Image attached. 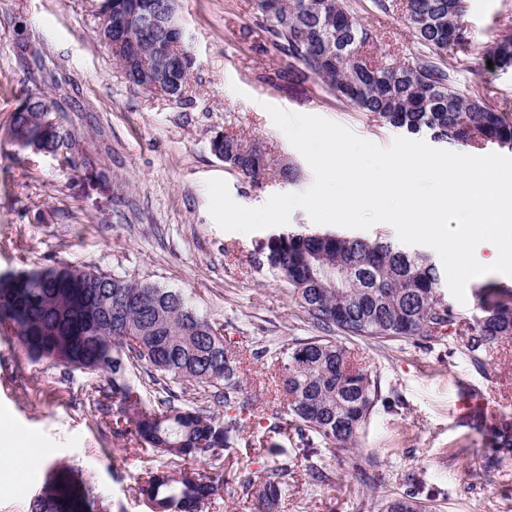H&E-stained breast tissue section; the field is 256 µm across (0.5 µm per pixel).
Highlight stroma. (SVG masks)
I'll list each match as a JSON object with an SVG mask.
<instances>
[{"label":"stroma","instance_id":"stroma-1","mask_svg":"<svg viewBox=\"0 0 512 512\" xmlns=\"http://www.w3.org/2000/svg\"><path fill=\"white\" fill-rule=\"evenodd\" d=\"M350 2L398 57L420 52L401 13ZM179 4L194 66L185 100L173 102L125 80L98 37L99 0H0V274L69 264L184 291L223 326L227 349L242 359L243 391L257 407L242 417L236 447L200 467L230 479L247 469L260 481L285 449L292 472L280 512H360L364 502L408 491L438 512H512V452L505 449L512 443V338L492 346L477 366L463 335L382 343L340 337L352 359L378 376L386 406L376 407L350 455L282 424L280 372L271 356L313 330L287 285L257 264L269 229L222 230L209 213L206 182L225 180L233 201L246 208L312 186V169L274 123L271 105L323 117L382 148L400 132L337 101L314 77L279 79L288 60L257 25L255 0ZM467 20L472 39L490 44L512 33V0H468ZM22 42L39 48L40 61L20 56ZM457 86L512 113V69L483 74L471 59ZM27 87L54 97L79 145L76 170L4 140ZM227 131L292 161L300 180L287 184L273 172L262 186L251 184L211 150ZM469 388L502 411L462 409ZM1 431L33 457L0 473V512H29L55 464L91 489L99 512H150L139 492L148 473L178 468L132 435H119L103 378L31 363L2 338ZM355 458L361 470L352 468ZM314 466L327 475L318 486Z\"/></svg>","mask_w":512,"mask_h":512}]
</instances>
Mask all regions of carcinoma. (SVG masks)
Here are the masks:
<instances>
[{"instance_id": "obj_1", "label": "carcinoma", "mask_w": 512, "mask_h": 512, "mask_svg": "<svg viewBox=\"0 0 512 512\" xmlns=\"http://www.w3.org/2000/svg\"><path fill=\"white\" fill-rule=\"evenodd\" d=\"M275 12L257 6L271 44L288 57L286 79L302 65L336 99L376 121L409 134L482 148H512V113L497 112L482 96L455 85L461 57L492 61L493 70L512 67V37L486 46L469 35L466 15L455 0H371L386 14L395 9L425 51L404 61L377 47L379 36L363 25L347 0H278ZM112 13L130 4L139 14L157 0H104ZM9 136L33 154L62 155L73 140L47 111L52 100L40 89L22 95ZM222 161L260 186L278 171L288 183L299 169L275 159L260 142L226 132ZM264 266L288 284L292 298L318 335L297 341L281 365V389L291 423L316 433L327 448L347 449L367 423L379 398L377 376L354 365L334 336L433 340L459 324L469 325L466 350L474 363L491 345L512 338V286L489 282L475 290L480 315L471 318L449 306L441 274L423 253L336 232H291L269 239ZM324 266L343 267L345 284L332 288L312 275ZM6 330L33 363L81 366L107 377L112 414L124 431L156 454L187 461L236 445L239 414L253 403L244 396L240 360L224 347L222 327L188 306L179 290L69 265L7 272L0 278V330ZM139 367L159 397L144 400L130 379ZM195 396L187 397L186 385ZM224 408V413L214 407ZM235 414H230V411ZM256 483L243 472L228 485L218 473L192 467L155 472L139 488L158 512H203L213 496L239 488L253 492L259 512H278L288 488L286 451ZM31 512H92L86 489L52 472L31 503ZM379 512H427L407 494L385 498Z\"/></svg>"}]
</instances>
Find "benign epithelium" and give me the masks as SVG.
Instances as JSON below:
<instances>
[{
    "label": "benign epithelium",
    "instance_id": "7a95c632",
    "mask_svg": "<svg viewBox=\"0 0 512 512\" xmlns=\"http://www.w3.org/2000/svg\"><path fill=\"white\" fill-rule=\"evenodd\" d=\"M102 42L111 51L124 50L134 66L137 85L143 89L166 92L176 90L178 80L172 73L173 57L187 54L185 31L179 15L167 5H159L146 19L139 35L125 38L122 25H112L108 15L102 16Z\"/></svg>",
    "mask_w": 512,
    "mask_h": 512
}]
</instances>
